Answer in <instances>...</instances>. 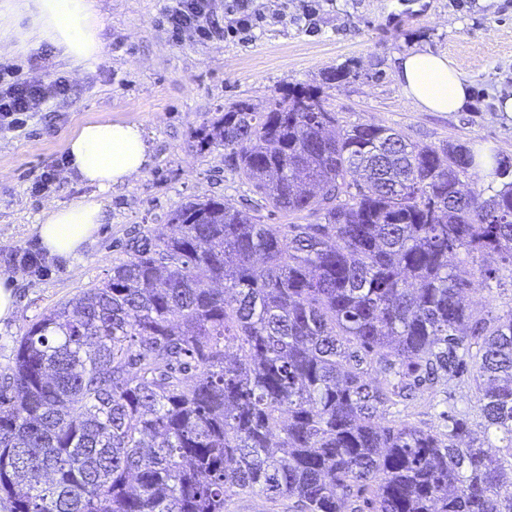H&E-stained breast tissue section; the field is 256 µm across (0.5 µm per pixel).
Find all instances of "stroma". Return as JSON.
Wrapping results in <instances>:
<instances>
[{"instance_id": "1", "label": "stroma", "mask_w": 512, "mask_h": 512, "mask_svg": "<svg viewBox=\"0 0 512 512\" xmlns=\"http://www.w3.org/2000/svg\"><path fill=\"white\" fill-rule=\"evenodd\" d=\"M104 52L92 68L72 66L52 43L0 53V68H20L31 81L64 77L67 97L53 110L0 131V277L11 278L15 311L0 320V375L18 341L44 314L93 287L128 256L143 234L169 236L177 207L214 198L239 209L258 202L250 184L224 162L223 148L200 147L196 133L241 100L265 106L294 84H317L324 71L348 69L325 97L341 124L393 128L420 145L446 142L493 147L512 158V115L497 111L512 91V0H324L305 19L303 0H258L269 20L250 36L185 32L173 38L170 0H99ZM413 50L448 57L470 83L472 100L458 112H427L396 79L399 56ZM142 126L151 160L142 174L101 193L69 168L66 142L88 121ZM54 172L48 191L35 183ZM102 194L107 210L81 263L51 260L40 275L13 264L14 253L38 249L33 226L50 208ZM455 408L493 456L473 383L451 379L414 402L380 408L378 421L448 433Z\"/></svg>"}]
</instances>
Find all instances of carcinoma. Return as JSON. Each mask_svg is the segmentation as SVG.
<instances>
[{"label":"carcinoma","instance_id":"cac0c4a2","mask_svg":"<svg viewBox=\"0 0 512 512\" xmlns=\"http://www.w3.org/2000/svg\"><path fill=\"white\" fill-rule=\"evenodd\" d=\"M347 76L196 132L270 212L310 222L189 202L177 234L21 337L0 383L9 512H224L237 491L300 512H512V464L460 447L465 419L446 439L375 422L466 377L512 455V307L462 301L512 280V162L484 175L461 144L340 125L323 86Z\"/></svg>","mask_w":512,"mask_h":512}]
</instances>
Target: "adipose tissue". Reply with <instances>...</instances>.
<instances>
[{"label": "adipose tissue", "mask_w": 512, "mask_h": 512, "mask_svg": "<svg viewBox=\"0 0 512 512\" xmlns=\"http://www.w3.org/2000/svg\"><path fill=\"white\" fill-rule=\"evenodd\" d=\"M96 0H10L0 11V30L19 39L37 35L84 67L97 62L104 46L98 37ZM398 81L405 95L429 112H458L471 99L462 73L447 59L429 51L401 57ZM67 159L81 180L100 191L126 183L150 161L142 127L123 121L89 122L67 143ZM105 221L101 202L81 199L45 213L33 230L49 256L80 263Z\"/></svg>", "instance_id": "ef3b65f1"}]
</instances>
